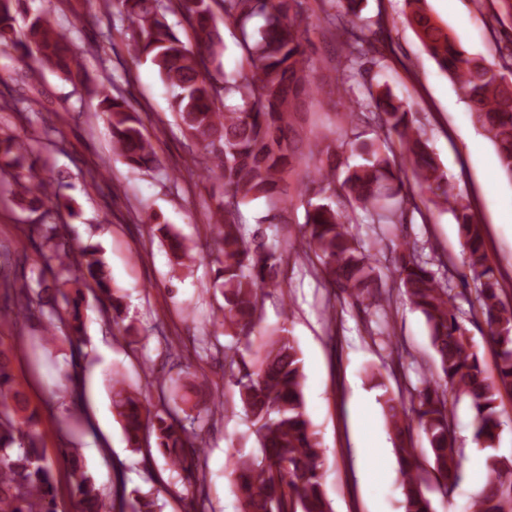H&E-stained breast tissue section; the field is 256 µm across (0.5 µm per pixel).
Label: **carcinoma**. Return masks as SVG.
<instances>
[{
	"label": "carcinoma",
	"mask_w": 512,
	"mask_h": 512,
	"mask_svg": "<svg viewBox=\"0 0 512 512\" xmlns=\"http://www.w3.org/2000/svg\"><path fill=\"white\" fill-rule=\"evenodd\" d=\"M220 2L224 21L239 31L242 61L224 73L222 84L210 77L208 63L220 54L223 37L213 3ZM119 10L132 28L130 54L150 60L163 83L173 92L172 109L182 133L202 150L201 164L224 181V199L211 212L207 235L219 254L215 287L224 306L213 331L202 340L203 350L218 345V332L241 340L251 336L261 319V301L269 289L281 287L278 273L286 249L264 239L248 241L239 224V207L264 198L271 209L293 203L283 188L285 175L300 165L294 137V115L302 98L319 90L326 78L317 75L302 46L306 28L302 0H178V10L192 30L193 41L184 42L169 24L170 7L164 0H118ZM360 0H343L341 14L348 20L336 25L340 32L338 65L359 74L376 49L377 37L388 30L390 19L378 11L374 22L362 27L357 15ZM409 25L438 68L463 92L473 123L494 144L503 173L512 179V65L490 64L469 54L440 26L427 9V0H405ZM261 16L265 25L255 34L248 22ZM0 54L24 61L30 72L49 71L85 87L88 71L83 51L68 33L58 29L52 10L30 12L28 0H0ZM99 111L108 116L112 154L133 171L151 168L156 153L143 131L137 111L119 94L102 84L97 88ZM354 103L359 112L375 114L384 139L397 138L403 158L418 178L430 201L452 211L463 247L468 274L463 285L473 287L484 318V340L496 352L495 371L483 360L466 336L456 295L449 281L436 276L422 257L418 244L402 242L392 257L394 282L425 320L435 353V373L421 380L408 414L401 399L387 396L383 407L397 440V457L404 512H433L416 450L408 444L412 428L424 434L433 460V476L441 492L450 494L465 462L456 446L454 406L463 398L474 411L473 440L487 454V474L469 512H512V456L499 453L503 422L501 391H512V301L490 264L481 225L469 204L448 182L432 156L428 139L415 127L402 102L380 85L362 86ZM358 112L346 114L350 132L339 148L350 147L361 161L346 166L337 180L320 167L309 180L305 223L299 246L313 255L327 284L354 304H367L377 312L391 306V290L382 287L383 249L367 245L354 232L350 211L373 209L381 199L391 203L377 214V224L400 223L407 195L396 157L362 139L354 124ZM0 177L14 182L13 202L39 215L31 224L43 247V269L35 285H18L0 274V322L22 326L38 309L44 325L30 339L33 368L39 352L54 344L57 331L73 350L81 351L85 292L107 304L110 322L118 332L130 334L122 324V303L110 287L105 263L91 246H75L60 223L61 209L73 211L64 199V184L48 175L31 144L12 134L0 135ZM319 202L314 203L312 199ZM168 252L179 265L190 267L206 255L194 253L183 239L160 222ZM51 278H46V275ZM15 357L0 347V512H56L53 464L38 433L41 415L12 375ZM233 385L254 428L258 453L240 456L234 468L241 512H331L323 489L324 457L321 443L307 412L305 374L300 351L288 335L269 336L248 361L230 359ZM158 403L117 379L112 385V405L120 418L130 448H141L153 434L169 468L181 480H194L198 493L200 433L184 419L201 416V401L209 394L208 382L196 380L183 387L171 377L154 378ZM185 418H180V415ZM76 512H126L122 492L107 498L85 470L76 448L67 449Z\"/></svg>",
	"instance_id": "cac0c4a2"
}]
</instances>
